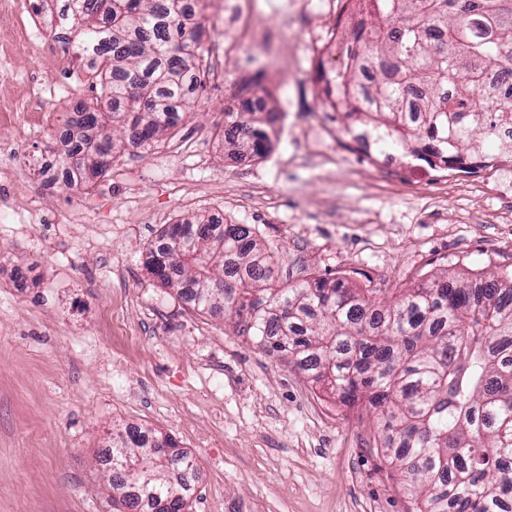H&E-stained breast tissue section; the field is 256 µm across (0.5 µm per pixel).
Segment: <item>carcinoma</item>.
I'll list each match as a JSON object with an SVG mask.
<instances>
[{
	"mask_svg": "<svg viewBox=\"0 0 512 512\" xmlns=\"http://www.w3.org/2000/svg\"><path fill=\"white\" fill-rule=\"evenodd\" d=\"M381 26L360 27L324 103L346 124L373 132L380 152L446 164L488 159L487 145L512 126V0H482L464 21L452 0H358ZM88 82L105 111L69 117L63 176L87 190L103 174L115 130L152 143L192 108L202 85L197 34L183 0H65ZM441 40L424 41L418 19ZM496 69V97L480 96ZM453 95H448V87ZM424 88L417 117L408 93ZM277 113L227 112L224 146L262 155ZM149 273L239 334L286 356L320 389L377 412L380 448L401 470L416 512H506L512 493V273L475 279L434 274L388 301L336 278L275 286L270 255L247 224L199 217L170 224L150 253ZM130 426L112 437V489L134 484L135 512H186L195 474L184 451L164 457Z\"/></svg>",
	"mask_w": 512,
	"mask_h": 512,
	"instance_id": "cac0c4a2",
	"label": "carcinoma"
}]
</instances>
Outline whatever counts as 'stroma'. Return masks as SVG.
<instances>
[{"label": "stroma", "instance_id": "35a3bbf8", "mask_svg": "<svg viewBox=\"0 0 512 512\" xmlns=\"http://www.w3.org/2000/svg\"><path fill=\"white\" fill-rule=\"evenodd\" d=\"M9 3L0 32L17 46L0 51V102L17 116L0 121V144L16 152L0 156V181L25 198L0 206V512H123L102 460L131 424L194 459L188 512H413L374 414L187 306L145 262L165 226L206 216L254 228L281 286L340 277L388 298L440 268L511 271L512 159L420 180L410 156L386 167L355 148L310 85L318 57L341 59L335 26L353 39L345 0H256L243 52L229 0H192L210 67L192 109L157 145L118 149L90 190L48 181L67 116L98 101L68 26L39 0ZM57 53L75 56L74 73ZM237 85L282 115L244 168L222 136Z\"/></svg>", "mask_w": 512, "mask_h": 512}]
</instances>
